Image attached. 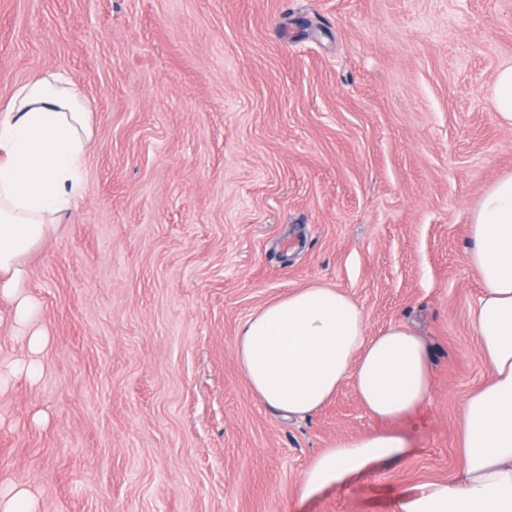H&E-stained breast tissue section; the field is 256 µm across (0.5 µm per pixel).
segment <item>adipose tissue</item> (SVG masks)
I'll return each instance as SVG.
<instances>
[{
    "label": "adipose tissue",
    "mask_w": 512,
    "mask_h": 512,
    "mask_svg": "<svg viewBox=\"0 0 512 512\" xmlns=\"http://www.w3.org/2000/svg\"><path fill=\"white\" fill-rule=\"evenodd\" d=\"M91 112L64 72L20 85L0 108V296L14 302L16 324L28 328L30 353L8 369L33 382L47 338L30 326L37 308L24 292L22 258L86 191ZM470 238L468 262L483 288L471 316L490 378L465 400L457 476L421 485L398 512H512V174L479 198ZM235 355L252 393L282 415H311L348 385L382 424L316 455L300 480L305 498L408 454L400 425L433 391L429 347L414 325L368 334L362 308L324 284L257 309L239 329Z\"/></svg>",
    "instance_id": "adipose-tissue-1"
}]
</instances>
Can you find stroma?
Wrapping results in <instances>:
<instances>
[{
  "label": "stroma",
  "instance_id": "1",
  "mask_svg": "<svg viewBox=\"0 0 512 512\" xmlns=\"http://www.w3.org/2000/svg\"><path fill=\"white\" fill-rule=\"evenodd\" d=\"M512 0H0V107L63 71L93 105L87 191L26 257L48 343L0 388V491L39 512H396L461 467L488 371L471 212L512 173L492 102ZM369 333L416 324L433 394L414 451L304 499L336 440L380 429L351 387L285 418L234 340L313 283Z\"/></svg>",
  "mask_w": 512,
  "mask_h": 512
}]
</instances>
